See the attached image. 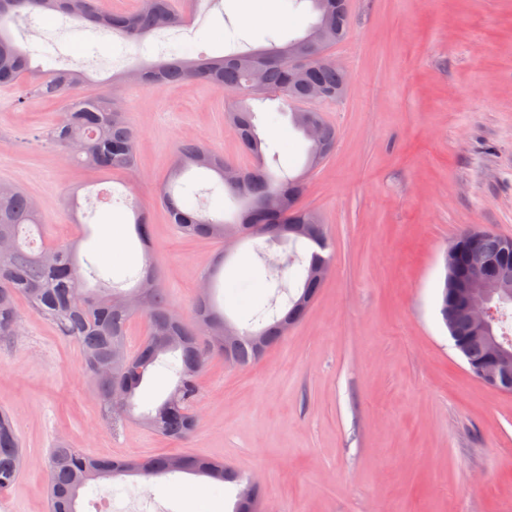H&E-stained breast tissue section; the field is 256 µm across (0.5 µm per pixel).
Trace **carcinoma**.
<instances>
[{
    "mask_svg": "<svg viewBox=\"0 0 512 512\" xmlns=\"http://www.w3.org/2000/svg\"><path fill=\"white\" fill-rule=\"evenodd\" d=\"M317 14L307 30L312 34L324 27L329 35L326 48L342 41L347 33V9H336V0H309ZM60 12L82 25L88 23L107 30H119L133 39L152 32L169 29L180 23L179 15L169 0H142V7L132 14H113L102 8L101 0H0V86L20 82L27 84L33 97L57 99L81 86L80 73L41 72L32 66L31 53L20 47L9 24L20 17L35 13ZM135 76L142 84L164 85L196 81L226 91L239 90L247 94L273 92L282 96L289 106L288 115L300 132L313 123L318 139L309 141L306 169L313 170L325 161L336 141V129L311 101V90L322 88L329 98L339 100L345 95L347 75L330 65L314 64L303 73L288 67V46L269 50L232 54L217 58L190 59L172 56L156 65L136 68L123 74ZM227 119L234 129L244 152L255 158L256 165L243 169L237 184L224 181V157L197 144H185L178 149L174 177L195 167L214 172L219 186L231 201L241 203L230 221L187 208L173 194L163 190L162 198L171 223L178 225L187 237L224 239V230L239 224H254V238L263 243L254 245L263 260L265 278L276 282L277 291L288 288L283 273L298 264V294L288 296L287 310L275 313L268 322L258 313L249 320V327L237 329V338L224 347L225 316L215 303L217 269L204 274L208 287L197 296L195 311L190 316L176 313L160 288L150 267L140 276L136 286L126 292L116 287L89 288L87 278L104 282L100 270L82 266L74 244L53 245L34 251L24 240L31 228L43 224L42 213L35 200L22 190L0 183V237L13 242L8 250H0V337L14 334L18 324L17 302L51 321L61 335L76 341L82 348L85 364L91 373L95 394L105 419L117 425L125 418L112 411L113 387L125 389L128 411L135 408L134 398L150 370L164 365L174 372L177 382L173 391L155 409L141 415L142 423L157 434L170 439L185 438L196 426L195 408L200 397L199 374L207 360L230 352L239 365H248L261 358V352L277 345L284 333L282 324L289 320L298 324L309 305L322 288V282L311 277L314 261L326 251L319 241H328L319 215L295 202L302 195L301 177L287 173L275 175L260 163L262 139L255 123V113L238 103ZM51 140L75 162L104 170H127L134 163L136 133L126 113L116 109L112 96L101 92L95 96H80L53 124ZM279 224H313L317 237L290 239L293 249L286 261L269 255V249L279 242ZM498 250L497 236L486 238L480 249H467L458 259L462 267L480 260L484 254ZM144 314L149 322V334L131 356L133 366L110 376L97 373L100 363H109L117 353H127L126 336L130 321ZM439 314L455 345L467 363L483 361L488 347L483 337L473 334L472 327L458 317L448 278H443ZM495 335L512 342V310L501 312L495 324ZM175 470L207 476L236 489L233 512H255L261 502L262 489L253 488L244 494L238 470L221 461L193 455H179ZM169 456L111 459L90 455L79 448L58 443L49 461V512H78L80 494L92 482L135 474L149 478L159 473H171ZM26 462L11 417L0 411V490L10 487Z\"/></svg>",
    "mask_w": 512,
    "mask_h": 512,
    "instance_id": "carcinoma-1",
    "label": "carcinoma"
}]
</instances>
